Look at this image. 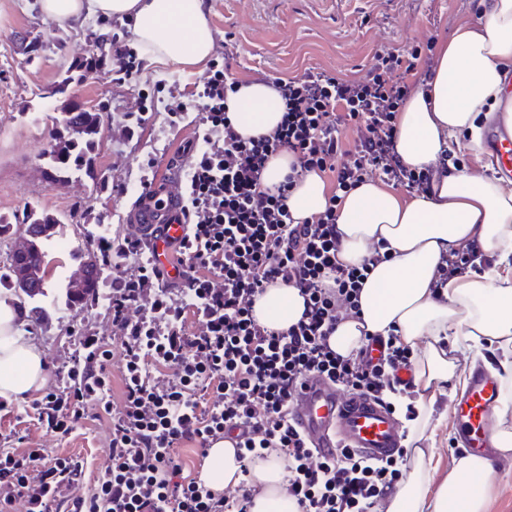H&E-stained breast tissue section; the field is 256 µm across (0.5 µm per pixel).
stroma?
<instances>
[{"instance_id":"35a3bbf8","label":"stroma","mask_w":512,"mask_h":512,"mask_svg":"<svg viewBox=\"0 0 512 512\" xmlns=\"http://www.w3.org/2000/svg\"><path fill=\"white\" fill-rule=\"evenodd\" d=\"M483 10L484 0H207L206 17L214 53L223 52L225 38L237 43L230 72L243 83L261 73L286 79L309 68L360 79L377 53H400L418 42L439 44L460 19H479ZM125 34L120 18L61 26L41 14L38 0H0V215L12 220L8 233L0 234V263L22 236V217L34 206L62 217V238L71 243L62 250L59 240L45 242L49 275L44 293L24 303V331L52 371L65 362L75 334L111 336L107 317L69 304L67 284L93 259L102 229L137 235L132 214L141 168L152 164L156 183H164L169 159L195 132L191 124L169 128L166 101L171 86H192L204 67L146 61L122 84L113 81L108 64L84 76L76 71L78 58L91 50L107 51L113 37ZM144 90L157 92L159 102L140 140L130 142L123 132L124 115L137 110ZM69 103L99 112L100 133L91 172L55 182L48 177L47 153L54 142V119ZM115 183L125 184L126 194H113ZM462 388L455 382L438 396L429 475L433 494L460 452L452 407ZM111 430L108 416L64 435L38 423L24 406L0 411V449L39 448L48 457L66 453L84 461L95 477L108 465Z\"/></svg>"}]
</instances>
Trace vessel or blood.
Returning <instances> with one entry per match:
<instances>
[{
	"instance_id": "1",
	"label": "vessel or blood",
	"mask_w": 512,
	"mask_h": 512,
	"mask_svg": "<svg viewBox=\"0 0 512 512\" xmlns=\"http://www.w3.org/2000/svg\"><path fill=\"white\" fill-rule=\"evenodd\" d=\"M483 156L501 173L512 175V124L498 121L489 130L482 145ZM179 206L178 198L142 197L136 202L134 217L139 228L169 224L171 234H180V225L172 223ZM501 393L497 379L484 371L469 373L466 385L457 396L454 422L460 447L486 453L495 446L489 418ZM290 415L294 423L319 448H348L359 454L383 459L401 443V434L392 409L374 397L345 394L319 376L304 379L291 399Z\"/></svg>"
}]
</instances>
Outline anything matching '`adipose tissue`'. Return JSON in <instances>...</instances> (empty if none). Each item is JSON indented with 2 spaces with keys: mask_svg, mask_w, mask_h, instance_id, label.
I'll return each mask as SVG.
<instances>
[{
  "mask_svg": "<svg viewBox=\"0 0 512 512\" xmlns=\"http://www.w3.org/2000/svg\"><path fill=\"white\" fill-rule=\"evenodd\" d=\"M40 10L59 24L88 18L133 16V33L149 59L184 66L204 64L213 34L204 0H40ZM512 61V0H491L478 22L461 19L441 45L427 92L406 100L397 121L396 150L402 162L421 169L444 154L462 150L460 134L478 137L479 114H492L504 90V65ZM283 102L265 83L239 86L230 100L236 131L256 137L272 131ZM328 193L324 179L309 173L288 196V208L301 222L322 213ZM342 262L358 265L374 244L387 260L375 264L360 296V313L343 320L330 337L337 353L359 349L364 334L396 332L414 345L425 340L413 363L418 415L406 438L414 466L385 504V512H487L490 477L497 459H512V430L497 429L496 457L459 456L438 493L429 495L428 460L423 445L436 394L458 375L452 342H498L512 356V181L499 176L449 169L427 196L401 199L379 182L367 180L338 206ZM499 259L485 270L469 271L433 292L441 258L470 240ZM304 310L297 289L275 286L255 304L257 319L282 331ZM25 313L0 301V397L26 401L46 384V367L38 346L23 332ZM283 466L276 455L257 460L251 480L259 485L251 512H297L281 488ZM208 486L223 489L241 479L234 449L216 444L200 474Z\"/></svg>",
  "mask_w": 512,
  "mask_h": 512,
  "instance_id": "adipose-tissue-1",
  "label": "adipose tissue"
}]
</instances>
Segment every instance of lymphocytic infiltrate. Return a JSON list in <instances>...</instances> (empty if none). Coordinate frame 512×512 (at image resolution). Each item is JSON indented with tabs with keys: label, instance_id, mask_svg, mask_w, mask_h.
Returning <instances> with one entry per match:
<instances>
[{
	"label": "lymphocytic infiltrate",
	"instance_id": "lymphocytic-infiltrate-1",
	"mask_svg": "<svg viewBox=\"0 0 512 512\" xmlns=\"http://www.w3.org/2000/svg\"><path fill=\"white\" fill-rule=\"evenodd\" d=\"M233 56L225 50L190 92L201 117L175 155L186 166L176 216L185 232L148 227L132 238L99 235V259L112 282L88 288L84 303L105 310L112 336H76L54 385L32 404L38 421L64 435L88 417L111 414L108 469L83 495L80 460H48L35 448L1 450V508L20 499L26 512H250L255 489L246 479L255 459L271 453L288 461L282 488L299 512H372L398 477L401 456L373 461L339 448L317 457L288 405L309 375L383 400L414 394L398 375L411 368L412 351L396 337L365 336L351 357L333 351L328 338L340 321L356 317L366 276L365 267L339 258L338 201L374 177L412 195L428 193L435 180L434 170L405 166L395 149L398 112L413 88L428 89L434 47L376 55L359 80L311 70L274 79L283 115L273 132L255 139L242 138L229 115L238 88L229 78ZM408 74L414 83L405 82ZM350 125L359 138L346 149L341 133ZM283 149L296 161L283 181L267 185V163ZM311 172L330 175L334 187L324 212L297 223L288 195ZM159 236L165 249L156 256L144 240ZM486 261L479 243L467 244L442 260L433 286L444 288ZM276 285L298 289L305 301L301 319L284 331L254 315L256 299ZM376 341L384 355L374 362L367 348ZM116 373L123 390L114 413ZM233 430L242 437L236 459L243 481L229 499L185 475L179 451L190 444L205 455L208 439Z\"/></svg>",
	"mask_w": 512,
	"mask_h": 512
}]
</instances>
